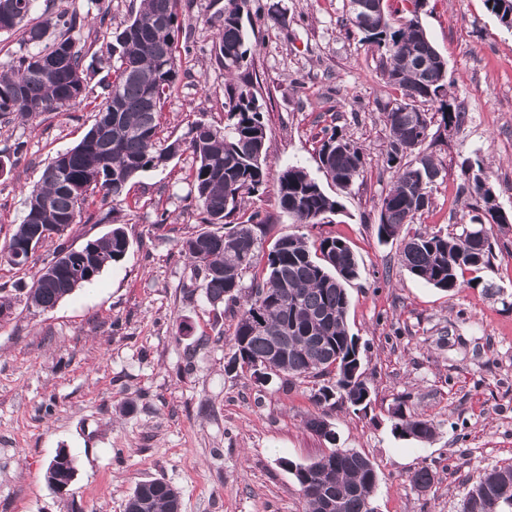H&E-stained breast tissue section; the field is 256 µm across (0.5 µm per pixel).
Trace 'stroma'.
I'll list each match as a JSON object with an SVG mask.
<instances>
[{"mask_svg":"<svg viewBox=\"0 0 512 512\" xmlns=\"http://www.w3.org/2000/svg\"><path fill=\"white\" fill-rule=\"evenodd\" d=\"M139 5L37 0L34 15L79 12L84 22L73 37L106 70L118 59L111 30L95 21L99 7L119 28ZM182 6L180 21L193 38L163 110V140L183 137L197 121H226L224 70L214 52L223 19L213 0ZM383 7L393 25L419 20L447 62L448 97L464 114L451 130L431 128L442 177L416 229L456 233L482 214L481 202L460 192L465 168L478 161L489 167L499 207L512 214V30L485 0H384ZM250 8L253 52L238 77L263 107L268 186L246 197L235 219L266 216L267 248L293 234L312 244L338 237L351 247L359 275L347 287V324L359 339L371 402L328 409L331 445L306 426L316 411L312 382L275 376L263 385L228 370L238 308L209 304L182 251L200 228L187 197L197 160L187 149L140 173L116 205L130 239L124 259L51 310L16 301L0 320V512H124L135 485L151 478L179 491L180 512H302L299 487L278 460L307 463L333 446L375 464L377 512H460L480 472L512 463V224L494 227V256L473 286L446 292L409 274L399 241H381L370 219L392 185L383 107L400 92L350 23L348 0H252ZM94 115L81 103L33 121H0V150L26 144L0 176V246L21 223L45 165L83 138ZM326 127L364 154L362 175L345 190L320 167ZM292 164L320 180L342 212L293 223L273 190ZM159 206L169 215L163 225ZM399 402L433 422V442L394 433ZM61 452L75 466L66 493L45 479ZM423 467L434 475L425 490L412 482Z\"/></svg>","mask_w":512,"mask_h":512,"instance_id":"35a3bbf8","label":"stroma"}]
</instances>
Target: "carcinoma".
<instances>
[{
    "mask_svg": "<svg viewBox=\"0 0 512 512\" xmlns=\"http://www.w3.org/2000/svg\"><path fill=\"white\" fill-rule=\"evenodd\" d=\"M181 0H141V7L114 35L112 52L119 66L99 80L102 98L98 118L73 148L57 154L30 190L25 218L9 238L8 263L18 269L28 263L24 245L35 232L42 241L58 235L51 259L43 262L25 292L24 307L48 311L75 288L94 280L109 263L124 258L130 240L116 224L104 236L87 241L57 265L58 256L70 248L62 234L81 223L83 211L102 224L111 218L110 204L123 201L130 182L141 172L167 164L183 147L198 159L190 194L204 228L187 238L183 250L212 306L224 301L240 303L231 338L228 364L252 370L258 364L265 375L331 379V384L311 391L310 399L321 413L307 420L308 427L333 445L336 432L324 419V410L340 398L353 407L367 408L371 391L363 379L358 338L349 333L346 285L358 276L357 258L337 237H326L317 247L302 235L278 239L263 253L258 231L267 219L254 213L234 222L245 196L266 181V127L262 105L246 80L225 85L227 123L217 129L193 123L185 137L159 144L163 108L179 78L176 55L181 30ZM250 0H225L224 25L215 53L224 72L233 75L248 65L251 48L243 16ZM363 18L350 21L369 44L380 51L387 83L402 90V97L384 107L388 132L386 163L395 169L392 187L381 199L377 233L380 239L400 241L399 260L415 278L440 290L455 292L478 280L464 279L490 263L492 228L509 224L512 217L494 204L489 176L468 177L463 190L484 204L485 218L465 224L459 234L407 231L418 215L429 209L434 184L441 170L428 153L434 122L448 128L459 124L461 112L448 100L445 59L437 52L415 18L394 27L380 8V0H361ZM499 24L512 29V0H486ZM35 0H0V16L11 23L0 31L23 30V41L35 47L0 70V119L25 121L89 98L88 76L96 72L95 56H87L71 36L80 17L63 12L33 22ZM63 55L58 66L44 61ZM437 103L435 112L422 108ZM408 161H403V158ZM319 162L326 177L341 189L349 188L364 167L360 149L336 128L324 130ZM280 208L295 224H318L342 209L305 170L291 165L276 184ZM50 207L41 206L43 199ZM224 225V233L207 229ZM263 265L262 277L253 278L242 293L246 272ZM277 352H272V349ZM394 432L420 443L433 440L436 429L427 419L405 416L404 402L393 408ZM279 464L293 475L303 502V512H372L378 483L375 464L353 449L335 448L306 463L286 457ZM73 463L49 465L50 486L64 482ZM180 494L161 479L144 480L130 494L127 512H177ZM461 512H512V464L481 473L462 501Z\"/></svg>",
    "mask_w": 512,
    "mask_h": 512,
    "instance_id": "obj_1",
    "label": "carcinoma"
}]
</instances>
